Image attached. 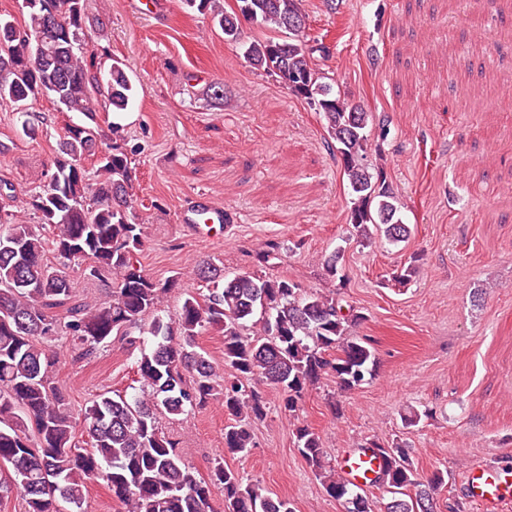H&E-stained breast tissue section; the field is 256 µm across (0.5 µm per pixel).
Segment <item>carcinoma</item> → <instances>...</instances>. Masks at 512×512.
<instances>
[{"label": "carcinoma", "mask_w": 512, "mask_h": 512, "mask_svg": "<svg viewBox=\"0 0 512 512\" xmlns=\"http://www.w3.org/2000/svg\"><path fill=\"white\" fill-rule=\"evenodd\" d=\"M84 2L22 0V27L0 13V102L16 107L47 97L81 117L66 125L45 184L26 199L42 223L24 224L12 214L0 222V464L15 479L0 482V499L20 496L25 512H63L64 504L69 512H88V484L101 480L125 512H215L211 486L220 484L222 512H294L290 500L263 493L220 462L209 478H196L160 416L187 417L221 395L229 416L224 448L246 453L254 447V424L267 416V402L242 380L273 387L281 410L291 416L328 372L342 393L372 380L375 349L370 340L351 335L363 316L342 304V250L322 259L325 275L339 280L326 293L285 276L230 275L206 262L194 270L205 289L185 293L176 318L163 319L161 303L177 279L156 282L139 266L145 234L132 215L131 157L118 126L96 120L99 112L128 111L137 90L123 63L115 60L104 69L92 60ZM303 2L238 0V10L228 13L220 0H181L187 11L210 14L227 42L240 40L244 21L277 32L246 43L245 58L318 112L342 160L349 224L365 242L378 238L395 246L410 229L398 216L395 190L368 163L369 113L313 67V53L328 57L330 51L321 39L307 44ZM56 13L66 26L52 24ZM90 157L99 164L95 183L88 182L83 165ZM76 261L86 264L90 276L112 279L110 299L73 301L65 269ZM419 271L415 258L391 272L389 281L405 286ZM258 313L260 337L250 338L249 322ZM133 328L153 343L135 361L144 395L128 400L99 394L73 413L54 383L58 349L71 343L93 352ZM208 331L224 336L227 376L196 344ZM294 437L299 454L344 512H373L367 497L330 464L313 428L298 426ZM365 447L383 460L374 485L388 497L379 512H437L434 494L447 485L448 471L437 468L422 477L398 442L372 440Z\"/></svg>", "instance_id": "1"}]
</instances>
